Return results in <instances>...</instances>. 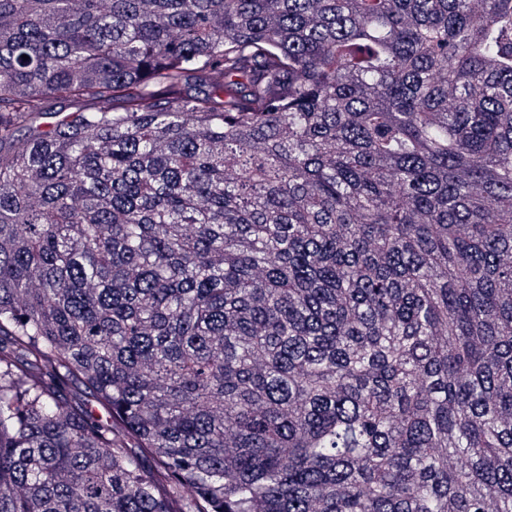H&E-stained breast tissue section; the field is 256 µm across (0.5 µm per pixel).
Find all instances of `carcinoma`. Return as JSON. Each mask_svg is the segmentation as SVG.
Returning a JSON list of instances; mask_svg holds the SVG:
<instances>
[{
  "mask_svg": "<svg viewBox=\"0 0 512 512\" xmlns=\"http://www.w3.org/2000/svg\"><path fill=\"white\" fill-rule=\"evenodd\" d=\"M0 512H512V0H0Z\"/></svg>",
  "mask_w": 512,
  "mask_h": 512,
  "instance_id": "obj_1",
  "label": "carcinoma"
}]
</instances>
